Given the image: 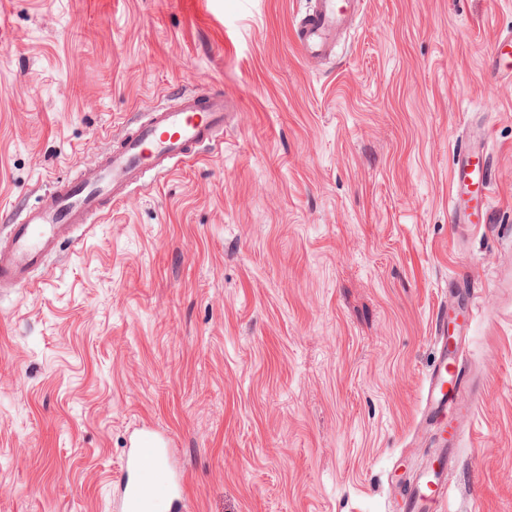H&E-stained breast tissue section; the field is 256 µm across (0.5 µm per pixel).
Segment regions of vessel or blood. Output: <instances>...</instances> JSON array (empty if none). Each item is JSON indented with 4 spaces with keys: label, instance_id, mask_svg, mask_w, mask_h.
<instances>
[{
    "label": "vessel or blood",
    "instance_id": "vessel-or-blood-1",
    "mask_svg": "<svg viewBox=\"0 0 512 512\" xmlns=\"http://www.w3.org/2000/svg\"><path fill=\"white\" fill-rule=\"evenodd\" d=\"M363 12V0H313L292 27L294 45L302 58L330 56L334 38L352 26ZM493 76L512 78V31L502 34L490 53ZM237 104L233 93L184 95L173 107L152 110L133 133L120 138L99 165L74 181L58 183L52 194L33 208L10 218L11 234L0 243V288H23L32 273L65 240L72 228L87 223L101 211L104 200H117L149 171L169 172L196 155L202 145L216 142L224 119ZM488 136L480 132L460 145L452 169L448 212L458 224H484L489 217L493 184ZM460 320L449 325L445 314L435 320L439 360L433 366L423 394L421 413L438 432V453L408 486L401 498L402 512H445L448 468L459 432L450 417L460 410L464 395L475 394L473 380L460 358L473 318L472 297H458ZM163 449L149 433L143 434L125 459L127 473L121 485L122 512H176L178 494L157 473Z\"/></svg>",
    "mask_w": 512,
    "mask_h": 512
}]
</instances>
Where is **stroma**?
Wrapping results in <instances>:
<instances>
[{
	"label": "stroma",
	"instance_id": "35a3bbf8",
	"mask_svg": "<svg viewBox=\"0 0 512 512\" xmlns=\"http://www.w3.org/2000/svg\"><path fill=\"white\" fill-rule=\"evenodd\" d=\"M310 0H0V215L179 93L240 95L221 146L147 176L0 288V512H117L141 428L182 512H399L448 292L480 381L450 512H512V0H367L324 60ZM487 226L448 217L467 125ZM489 65L495 78H512V31H507L496 40Z\"/></svg>",
	"mask_w": 512,
	"mask_h": 512
}]
</instances>
